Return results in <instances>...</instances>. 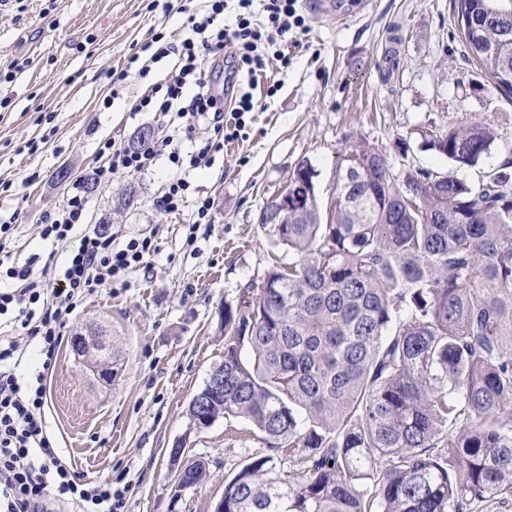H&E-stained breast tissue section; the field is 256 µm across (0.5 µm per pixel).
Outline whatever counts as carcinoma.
<instances>
[{"mask_svg": "<svg viewBox=\"0 0 512 512\" xmlns=\"http://www.w3.org/2000/svg\"><path fill=\"white\" fill-rule=\"evenodd\" d=\"M469 53L512 92V0H454ZM422 145L458 168L489 128H436ZM421 182L401 201L404 180ZM259 221L297 260L224 305V396L270 456L224 480V512H470L512 499V159L475 183L396 174L377 147L345 157L334 211Z\"/></svg>", "mask_w": 512, "mask_h": 512, "instance_id": "carcinoma-1", "label": "carcinoma"}]
</instances>
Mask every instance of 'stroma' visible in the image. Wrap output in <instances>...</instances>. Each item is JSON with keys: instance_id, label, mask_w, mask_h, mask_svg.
<instances>
[{"instance_id": "obj_1", "label": "stroma", "mask_w": 512, "mask_h": 512, "mask_svg": "<svg viewBox=\"0 0 512 512\" xmlns=\"http://www.w3.org/2000/svg\"><path fill=\"white\" fill-rule=\"evenodd\" d=\"M151 0H0V85L10 104L0 110V224L11 225V260L32 257L63 263L66 252L40 237V222L62 203L75 181L93 183L98 149L112 139L131 145L146 126L162 130L156 112H133L150 85L162 82L168 62L145 79H130L111 107L106 71L122 69L138 45L156 33L184 35L189 14L203 0H173L171 10ZM299 0L307 31L277 44L284 60L269 59L258 74V111L246 120V141L225 142L205 166L190 171L183 212L157 204L171 175L167 161L146 174L119 173L87 195L86 229L109 224L131 238L155 231L149 271L127 272L98 289L73 312L55 364L43 369L30 345L17 369L25 379L44 372L47 434L85 481L127 484L128 512H214L224 481L267 450L253 425L216 420L195 428L188 406L213 367L224 359L220 329L225 304L287 252L260 224L266 200L282 190L299 163L315 172L321 211L336 198V175L351 146L386 150L394 172L419 166L456 171L478 181L512 150V94L493 89L458 32L452 0ZM486 125L494 132L479 166L453 169L420 146L418 129ZM407 139L399 154L394 143ZM35 143V152L25 149ZM35 183L24 184L25 175ZM213 202L210 223L187 246V225L199 197ZM93 328L110 348L111 382L92 372L71 347L76 332ZM180 460L203 459L210 475L199 487L179 488L170 450Z\"/></svg>"}]
</instances>
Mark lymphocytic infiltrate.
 Wrapping results in <instances>:
<instances>
[{"mask_svg": "<svg viewBox=\"0 0 512 512\" xmlns=\"http://www.w3.org/2000/svg\"><path fill=\"white\" fill-rule=\"evenodd\" d=\"M297 2L236 0L234 19L228 23L226 0H207V11L189 18V37L174 43L156 34L129 57L125 69L109 72L117 97L130 77L146 78L153 63L176 56L166 81L152 86L135 106L136 111L168 117L175 133L140 150L105 140L98 150L102 163L93 172L95 181L110 183L120 172L146 173L167 159L177 176L166 185L158 205L168 213L180 212L190 187L184 171L210 162L225 140L240 134L246 114L254 111L252 89L273 37L304 29ZM200 125L212 128L211 139L186 153L175 146L178 136L193 142ZM86 209L85 193L76 184L63 204L42 219L43 239L71 247L63 266L47 265L37 273L27 263L5 271L14 285L0 289V316H7L14 333L0 336V512H65L69 507L75 512H125L126 488L109 480L85 482L53 446L41 413L43 373L23 381L15 372L26 343L33 341L45 364H52L78 301L143 265L156 250L148 236L120 244L107 232L78 234Z\"/></svg>", "mask_w": 512, "mask_h": 512, "instance_id": "obj_1", "label": "lymphocytic infiltrate"}]
</instances>
